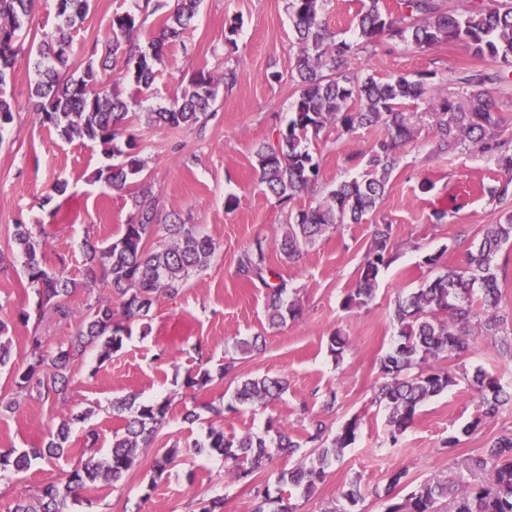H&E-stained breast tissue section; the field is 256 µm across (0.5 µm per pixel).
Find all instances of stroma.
Returning a JSON list of instances; mask_svg holds the SVG:
<instances>
[{
    "mask_svg": "<svg viewBox=\"0 0 512 512\" xmlns=\"http://www.w3.org/2000/svg\"><path fill=\"white\" fill-rule=\"evenodd\" d=\"M134 7V0H92L85 20L72 33L68 71L82 68L93 45L108 34L114 13ZM233 18L240 29L230 46L224 42V26ZM293 41L288 0H202L184 46L166 50L142 111L169 106L179 87L197 72L218 76L232 69L237 75L234 83L220 85L215 114L203 129L184 132L143 124L133 128L160 215L176 213L186 223L199 225L215 242L217 256L189 279L176 299L159 298L149 318L132 321L130 338L111 361L99 363L91 349L73 361L65 411L28 398L14 412L0 415L1 449L42 447L60 414L86 416L72 425L62 458L39 460L25 472L0 477V512H12L20 494L56 482L62 470L76 463L87 429L97 432L100 449L110 448L122 425L112 414V401L131 393L142 402H167L166 423L121 482L84 491L79 501L69 502L68 512H195L198 502L217 496L224 499V512H252L250 486L228 481L220 459L191 451L212 426L239 436L264 434L274 424L300 440L309 417H322L332 432L359 418L356 441L330 468L326 481L310 497L293 496L297 512H384L387 478L399 469L406 470L410 490L432 478L468 485L482 476L475 463L487 444L512 434V403L495 417L479 420L478 394L463 382L420 408L414 424L395 444L389 441L384 408L372 401L380 380L379 359L396 339L390 311L398 293L431 278L426 256H438L442 269L461 264L469 240L482 225L512 214V205L490 199L488 187L506 174L479 145L468 142L440 157L430 152L436 101L447 96L464 102L458 72L478 66L496 70L499 61L475 58L460 44L427 51L400 42L357 49L354 64L363 72L424 79L430 91L406 107L414 137L402 147L388 193L374 213L363 223L330 230L297 263H288L278 249H270L271 266L288 279L289 296L302 309L298 320L272 330L264 315L265 288L236 274L241 253L255 236L278 237L292 209L316 205L337 182L358 175L348 156L367 151L382 134L378 126L353 134L337 127L324 130L311 148L320 164L318 182L290 207L266 194L255 152L272 143L291 116L296 97ZM276 72L281 75L277 81L272 78ZM34 79L33 71L19 66L12 82L18 110L13 122L0 130V254L11 257L15 225H44L49 234L47 264L64 269L75 281L77 290L67 300L75 308L88 298L83 242L111 243L128 220L129 205L126 195L96 181L105 163L100 148L66 142L27 112ZM58 180L67 181L66 194L43 204L49 186ZM230 194L239 199L231 212L225 209ZM437 210L447 213L438 224L432 218ZM378 224L393 228L394 260L381 272L372 302L344 311L341 300L358 281ZM23 313L29 314V322H20ZM0 320L9 327L11 360L19 365L30 356L31 334L41 336L44 352L51 355L75 327L74 320L39 311L38 298L14 260L0 273ZM335 331L349 342L338 361L328 352V338ZM256 335L263 342L259 350L238 360V376L282 377L288 390L269 405L226 411L230 381L221 377L220 367L231 356L235 340ZM198 342L207 351L203 365L212 376L200 392L184 385L187 375L202 365L193 350ZM434 366L453 373L480 367L512 392V360L497 354L494 339L472 336L464 356L443 358ZM330 391L336 392L337 401L327 411L323 400ZM190 411L196 421L186 420ZM474 420L480 423L477 431L461 435V428ZM454 434L459 444L446 449L445 441ZM175 443L186 448V455L161 480H153L155 454ZM355 478L362 498L351 507L341 493Z\"/></svg>",
    "mask_w": 512,
    "mask_h": 512,
    "instance_id": "stroma-1",
    "label": "stroma"
}]
</instances>
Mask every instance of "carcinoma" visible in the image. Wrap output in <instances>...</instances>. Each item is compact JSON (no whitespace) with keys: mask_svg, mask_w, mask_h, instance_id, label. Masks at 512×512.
Returning a JSON list of instances; mask_svg holds the SVG:
<instances>
[{"mask_svg":"<svg viewBox=\"0 0 512 512\" xmlns=\"http://www.w3.org/2000/svg\"><path fill=\"white\" fill-rule=\"evenodd\" d=\"M57 25L42 33L39 40H27L37 0H0V127L13 121L11 84L18 64L25 63L37 75L28 109L40 123L56 130L60 138L102 148L110 163L97 171L96 180L129 196L131 213L121 235L105 247L86 244L84 249L86 290L107 291L97 295L80 312L64 303L73 289L61 271L46 267L45 233L41 225H15V250L22 259L28 285L38 295L39 307L49 306L62 318L75 319V328L66 343L50 358L42 354V339L29 338L31 358L27 365L10 364L8 325L0 320V370L7 369L15 397L0 398V413L12 412L22 396L37 397L63 407L68 400L71 361L89 349L97 351L103 363L123 347L130 336L129 323L149 316L161 296L173 298L186 287L192 273L207 267L216 254L213 239L195 224H184L178 217L159 220L158 201L144 177L145 163L140 144L127 133L134 123L172 129L203 127L213 115L221 82L235 80L232 70L216 78L199 72L176 93L170 106L154 112H137L141 96L150 88L165 49L184 44L201 0H174L172 9L161 19L158 34L149 49L134 48L132 41L141 29L139 16L115 13L101 60L90 58L78 74L65 75L72 31L83 22L90 0H55ZM325 0H289V12L298 48L292 78L297 97L292 117L277 131L274 144L256 152L260 181L280 205L296 201L319 177V163L310 143L329 126H339L353 134L370 126H381L384 134L362 154L348 156L361 167V173L336 183L321 202L301 208L284 225L274 241L288 261L299 259L327 229L337 224H360L384 200L390 178L399 162L401 147L412 138L408 100H420L428 92L424 81L398 74L385 79L365 74L352 62L353 46L336 40L324 14ZM355 33L364 47H375L385 40L411 44L430 50L441 44H464L474 56L512 63V0H481L473 9H459L451 0H404L401 12L393 15L381 0H358ZM121 62L118 82L101 77L108 61ZM468 95V108L458 109L444 98L437 105L433 153L441 156L463 142L482 143V149L498 156L512 173V155L492 136L500 125L498 103L486 91L489 84L506 87L512 94V80L500 72L467 69L457 78ZM498 203L512 201V176L488 189ZM163 234L168 244L155 248L152 240ZM392 227H375L355 288L344 295L346 311L367 306L374 297L382 270L393 261ZM512 243V214L505 223L486 224L478 239L466 250L461 266H449L407 294H399L391 311L398 339L380 358L382 382L375 402L387 411L392 440L414 423L419 408L434 397L459 384L460 380L480 393L482 416L494 417L512 401L499 379L478 367L460 375L433 367L442 357H460L470 347L469 336L477 329L485 336L503 333L507 316L499 308V277L507 275L509 257H501L504 246ZM267 239L257 237L238 260L237 272L243 279L260 282L267 289L266 321L280 329L299 317V305L288 300V280L267 261ZM119 301L120 310L112 308ZM209 370L189 374L185 386L201 390L211 382ZM281 377L246 378L233 391L225 406L234 412L239 405H268L287 391ZM112 413L124 421L123 434L115 437L103 456L87 448L79 461L56 483L47 485L32 497L22 496L13 512H65L68 501H78L81 492L98 481L116 483L133 468L140 453L152 446L157 430L166 422L168 404L139 403L128 395L112 401ZM73 419H62L42 448L0 451V473L18 474L36 459H54L65 451ZM308 441L318 443L309 460L280 474L278 482L289 485L303 497L312 495L323 483L327 470L340 459L356 438L359 419L346 421L330 441L323 421L310 420ZM301 443L288 430L268 425L263 435L226 434L212 427L206 438L193 444L201 454L224 459L230 479L250 483L273 458L293 454ZM184 452L177 444L156 455L149 488L156 486L169 467ZM484 471L482 480L464 491H454L452 480L421 483L405 499L393 496L405 482L407 472L390 473L385 490V512H512V434L502 435L476 461ZM254 512H297L290 497L270 495L255 487Z\"/></svg>","mask_w":512,"mask_h":512,"instance_id":"1","label":"carcinoma"}]
</instances>
